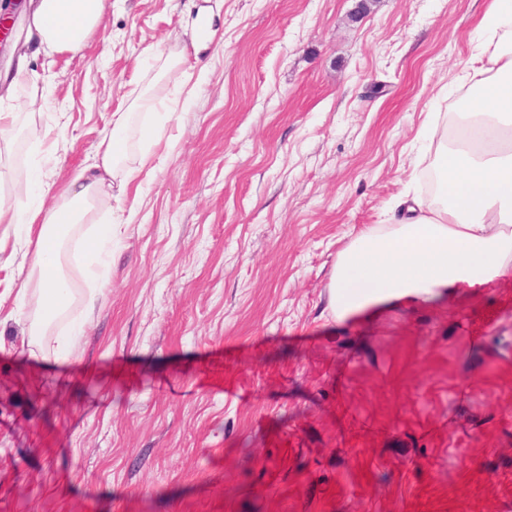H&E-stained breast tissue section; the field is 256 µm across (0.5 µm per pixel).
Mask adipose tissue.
<instances>
[{"instance_id":"1","label":"adipose tissue","mask_w":512,"mask_h":512,"mask_svg":"<svg viewBox=\"0 0 512 512\" xmlns=\"http://www.w3.org/2000/svg\"><path fill=\"white\" fill-rule=\"evenodd\" d=\"M106 0H30L25 38L13 53L24 74L29 53L75 52L101 24ZM486 35L465 75L476 86L466 111L453 119L462 143L442 149L439 203L417 202L390 231L366 230L337 257L329 283L334 319L359 320L387 303L414 304L446 297L464 285L486 284L512 269V0H492L480 20ZM148 101L112 115L93 161L48 208L0 206V224H21L34 241L29 268L17 290L21 308L10 319L28 345L60 363L71 357L70 337L83 323L68 321L77 291L66 270L83 262L87 280L100 277L118 236L115 224L80 226L108 178L122 164L129 130L137 128L142 164H149L159 136Z\"/></svg>"}]
</instances>
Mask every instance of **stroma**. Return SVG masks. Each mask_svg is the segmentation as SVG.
<instances>
[{
  "label": "stroma",
  "instance_id": "1",
  "mask_svg": "<svg viewBox=\"0 0 512 512\" xmlns=\"http://www.w3.org/2000/svg\"><path fill=\"white\" fill-rule=\"evenodd\" d=\"M211 8L215 37L191 29ZM489 0H107L31 59L42 107L0 149V204L60 192L114 112L137 131L86 227L120 233L73 358L0 337V512H475L512 498V270L434 306L333 320L337 253L426 189ZM52 164L40 162L42 149ZM33 247L0 224V317Z\"/></svg>",
  "mask_w": 512,
  "mask_h": 512
}]
</instances>
